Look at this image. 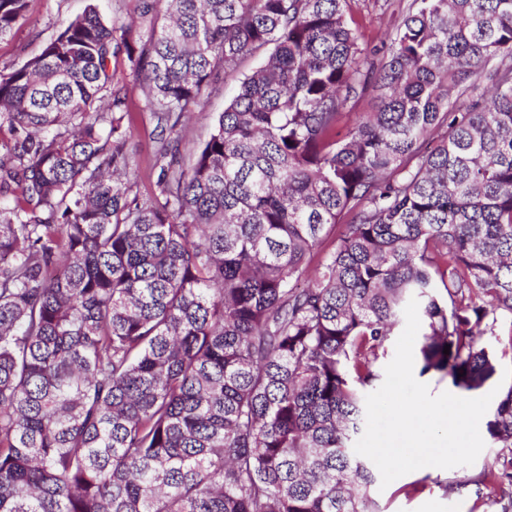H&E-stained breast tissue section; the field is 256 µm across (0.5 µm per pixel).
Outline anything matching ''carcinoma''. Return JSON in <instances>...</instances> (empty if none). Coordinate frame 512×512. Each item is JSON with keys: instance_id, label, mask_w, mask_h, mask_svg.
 Here are the masks:
<instances>
[{"instance_id": "cac0c4a2", "label": "carcinoma", "mask_w": 512, "mask_h": 512, "mask_svg": "<svg viewBox=\"0 0 512 512\" xmlns=\"http://www.w3.org/2000/svg\"><path fill=\"white\" fill-rule=\"evenodd\" d=\"M140 18L0 69V512H385L354 442L408 302L420 375L467 394L512 358L481 342L512 316V0H411L384 55L348 0ZM121 52L167 133L146 200ZM259 54L183 168L185 114ZM486 432L512 447V384Z\"/></svg>"}]
</instances>
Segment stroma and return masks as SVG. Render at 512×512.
<instances>
[{"label":"stroma","mask_w":512,"mask_h":512,"mask_svg":"<svg viewBox=\"0 0 512 512\" xmlns=\"http://www.w3.org/2000/svg\"><path fill=\"white\" fill-rule=\"evenodd\" d=\"M409 3L410 0H350V13L358 24L362 43L371 47L390 43ZM92 7L106 20L132 25L143 36L148 33L147 26L138 19L139 0H29L25 19L11 35L0 39V67L19 65L39 54L60 22L81 16ZM261 62V57H246L236 73L207 89L200 110L192 112L181 129L187 144L197 145L208 139L214 118L236 95L243 74ZM110 70L113 86L127 94L125 123L132 131L135 171L132 191L142 198L156 196V179L162 163L156 119L142 107V92L126 56L113 57ZM510 458L512 448L489 444L472 465L432 468V475L447 480V490L430 485L412 496L398 493V486L415 480L416 475L411 472L387 487L373 486L372 495L385 512H470L476 497L474 477L494 463Z\"/></svg>","instance_id":"35a3bbf8"}]
</instances>
